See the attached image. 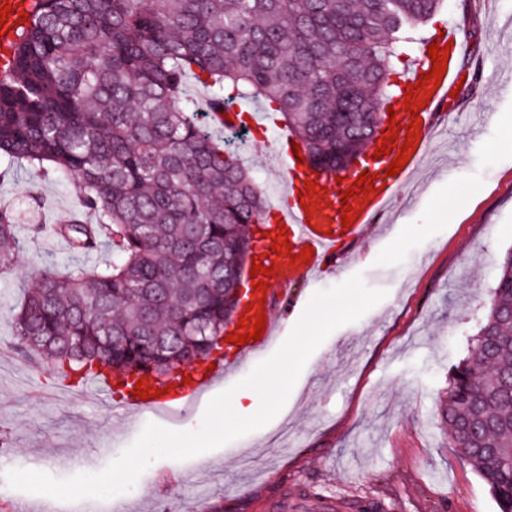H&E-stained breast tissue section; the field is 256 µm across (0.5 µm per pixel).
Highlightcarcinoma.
<instances>
[{
  "instance_id": "carcinoma-1",
  "label": "carcinoma",
  "mask_w": 512,
  "mask_h": 512,
  "mask_svg": "<svg viewBox=\"0 0 512 512\" xmlns=\"http://www.w3.org/2000/svg\"><path fill=\"white\" fill-rule=\"evenodd\" d=\"M443 0H39L0 75V157L77 179L79 217L55 229L112 261L42 269L15 323L16 351L80 385L107 368L167 377L211 357L239 305L265 223L264 193L218 136L190 119L192 74L216 104L268 103L311 167L364 153L395 97L393 59ZM19 248L0 210V270ZM167 340L164 350L152 339ZM448 443L512 512V251L470 358L441 401Z\"/></svg>"
}]
</instances>
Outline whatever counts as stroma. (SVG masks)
<instances>
[{"mask_svg":"<svg viewBox=\"0 0 512 512\" xmlns=\"http://www.w3.org/2000/svg\"><path fill=\"white\" fill-rule=\"evenodd\" d=\"M450 25L469 48L461 76H480L472 94L449 98L423 162L375 218L354 263H331L315 283L298 284L275 316L288 336L315 291L358 272L386 298L328 336L271 424L186 460L154 461L132 490L112 497V512H261L283 491L375 500L381 512H498L486 483L449 447L440 404L451 368L475 347L512 249V84L502 82L512 69V0H444L396 60L395 83L418 63L422 40ZM284 131L275 119L250 139L224 135L274 209L287 170L269 155ZM80 196L74 179L0 165V208L13 210L21 241L0 273V512H100V500L16 491L3 475L101 471L155 419L128 413L125 399L100 385L64 387L50 364L14 349L16 309L42 268L75 271L112 256L105 244L73 252L55 233Z\"/></svg>","mask_w":512,"mask_h":512,"instance_id":"stroma-1","label":"stroma"}]
</instances>
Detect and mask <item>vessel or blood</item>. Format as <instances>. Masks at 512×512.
<instances>
[{
	"mask_svg": "<svg viewBox=\"0 0 512 512\" xmlns=\"http://www.w3.org/2000/svg\"><path fill=\"white\" fill-rule=\"evenodd\" d=\"M32 2L33 0H0V5L8 3L14 9L13 15L4 26L0 27V44L7 46L13 42L21 27L18 13L22 10H31ZM436 45L448 49L451 63L433 95L429 96L422 92L415 97L416 103L421 106L417 115L421 118V124L417 129L418 135L421 136L431 130L437 109L446 105L448 90L458 82L460 77L454 62L467 51L466 45L457 40L454 30L451 29L446 31L442 39L437 40ZM419 161V154H412L407 165L393 177L387 173L392 162L391 156L386 155L374 160L367 172L374 175L376 189L368 193L366 199L352 201L351 207L355 219L350 227L345 228L342 227L340 220L343 213L341 195L347 191L349 185L359 179V172L354 171L344 175L342 183L335 185L332 184L330 177L308 173L305 165L299 164L296 157H288V180L283 194L289 197L290 203L280 206L278 215L280 222L289 226L291 230L289 242L292 246V257L286 260L282 258L280 252L271 251L263 258V266L271 270L270 277L265 280L267 288L262 293L248 291L247 305L241 308L240 313L244 316L252 311L262 313L265 329L260 339H252L237 346V359L261 355L275 343L279 333V325L274 319L277 301L287 299L291 288L298 281L314 279L322 271L325 261L341 255L344 246L359 242L376 215L392 203L400 183L411 177ZM310 181L317 182L319 191L315 195L316 208L309 213L302 208L301 197L305 195V185ZM306 247L313 248L314 254L310 259L303 261L300 260L299 255ZM230 373V368L219 365L207 374L194 377L192 382L183 389L181 410H188L208 386Z\"/></svg>",
	"mask_w": 512,
	"mask_h": 512,
	"instance_id": "obj_1",
	"label": "vessel or blood"
}]
</instances>
